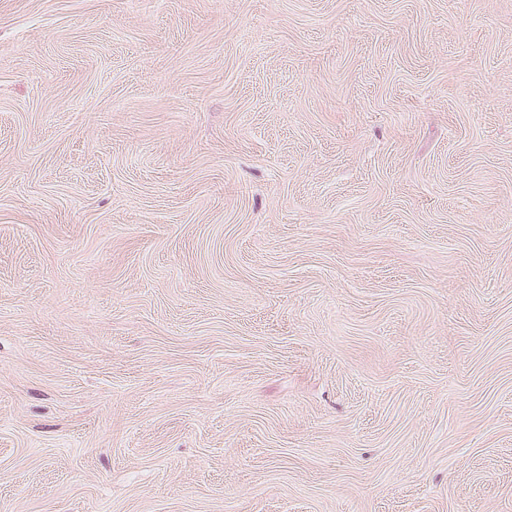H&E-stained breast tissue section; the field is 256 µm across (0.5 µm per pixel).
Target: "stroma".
I'll list each match as a JSON object with an SVG mask.
<instances>
[{
    "label": "stroma",
    "mask_w": 512,
    "mask_h": 512,
    "mask_svg": "<svg viewBox=\"0 0 512 512\" xmlns=\"http://www.w3.org/2000/svg\"><path fill=\"white\" fill-rule=\"evenodd\" d=\"M0 512H512V0H0Z\"/></svg>",
    "instance_id": "obj_1"
}]
</instances>
